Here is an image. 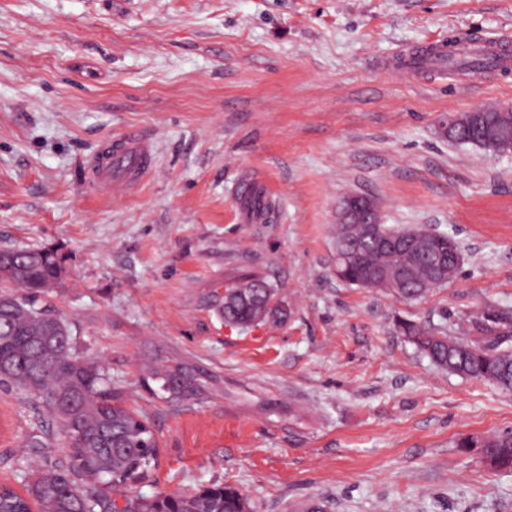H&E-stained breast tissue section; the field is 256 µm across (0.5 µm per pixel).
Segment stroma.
Listing matches in <instances>:
<instances>
[{
  "instance_id": "1",
  "label": "stroma",
  "mask_w": 512,
  "mask_h": 512,
  "mask_svg": "<svg viewBox=\"0 0 512 512\" xmlns=\"http://www.w3.org/2000/svg\"><path fill=\"white\" fill-rule=\"evenodd\" d=\"M512 36V0H0V247H54L68 273L49 310L150 422L143 494L237 487L256 512H512V470L465 436L512 429V394L434 366L396 323L441 325L512 302V153L448 141L449 112L512 106V69L405 79L400 49ZM131 126L156 175L95 194L83 168ZM258 178L272 222L240 213ZM370 197L382 223L461 244L427 297L336 277V207ZM265 279L293 314L226 323L225 288ZM213 375L179 404L143 366ZM35 434L50 446L27 448ZM67 447L49 414L0 387V486L24 491Z\"/></svg>"
}]
</instances>
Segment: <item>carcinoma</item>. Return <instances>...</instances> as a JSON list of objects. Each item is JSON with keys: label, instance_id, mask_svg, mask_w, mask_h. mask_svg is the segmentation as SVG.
Segmentation results:
<instances>
[{"label": "carcinoma", "instance_id": "obj_1", "mask_svg": "<svg viewBox=\"0 0 512 512\" xmlns=\"http://www.w3.org/2000/svg\"><path fill=\"white\" fill-rule=\"evenodd\" d=\"M448 140L490 155L512 152V112L487 109L469 115ZM338 224L336 275L359 288H382L413 301L458 275L464 261L459 243L429 228L397 229L380 223ZM66 272L56 248L0 249V364L9 370L0 384L20 391L51 414L67 442L63 461L45 464L20 494L0 487V512H253L250 500L230 485H213L193 495L114 493L147 482L159 457L149 422L124 402L123 390L107 368L77 350L69 323L37 306ZM224 321L247 326L283 323L291 307L267 282L250 278L226 289ZM448 326L427 328L401 320V333L435 366L512 392V304L488 301L445 316ZM149 391L183 401L203 395L212 377L185 361L164 360L152 368ZM464 451L480 447L496 469H512V430L477 440L461 438Z\"/></svg>", "mask_w": 512, "mask_h": 512}]
</instances>
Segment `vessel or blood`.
Instances as JSON below:
<instances>
[{
  "label": "vessel or blood",
  "mask_w": 512,
  "mask_h": 512,
  "mask_svg": "<svg viewBox=\"0 0 512 512\" xmlns=\"http://www.w3.org/2000/svg\"><path fill=\"white\" fill-rule=\"evenodd\" d=\"M493 49L498 69L512 64V44L505 41L463 42L448 49L442 42L424 46L418 56L398 52L394 59L401 74L408 78L420 75L443 76L449 71V58L462 59ZM155 172L153 148L139 129L128 128L118 139L98 151L84 171V181L103 196L122 197L148 181Z\"/></svg>",
  "instance_id": "vessel-or-blood-1"
}]
</instances>
